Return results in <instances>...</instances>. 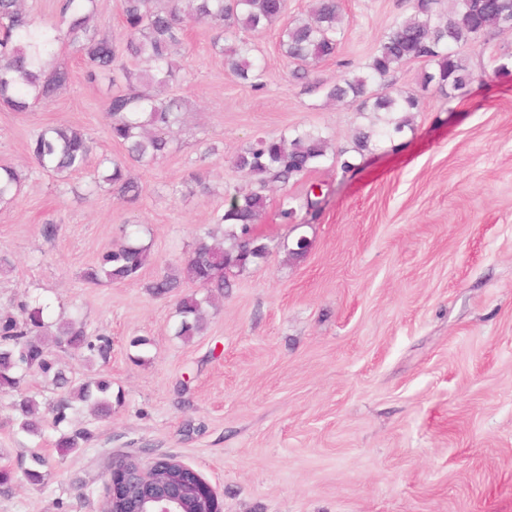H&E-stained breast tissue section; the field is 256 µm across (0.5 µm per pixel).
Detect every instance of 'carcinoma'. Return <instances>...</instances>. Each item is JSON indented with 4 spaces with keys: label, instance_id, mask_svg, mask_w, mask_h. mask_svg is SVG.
I'll return each instance as SVG.
<instances>
[{
    "label": "carcinoma",
    "instance_id": "carcinoma-1",
    "mask_svg": "<svg viewBox=\"0 0 512 512\" xmlns=\"http://www.w3.org/2000/svg\"><path fill=\"white\" fill-rule=\"evenodd\" d=\"M96 0H63L59 20L52 24L36 21L25 0H0V106L14 112H28L47 104L67 89L72 81L65 66L47 67L53 46L62 40L74 45L85 68V78L96 81L112 74V83L123 79L125 88L109 97L105 107L108 134L124 154L105 156L99 166L105 169L90 192H115L134 203L142 187L128 172L129 165L146 166L163 158L173 148V127L186 108L178 96H160L142 91L145 86L165 88L177 81L180 66L175 50L184 40L191 23H204L217 30L213 46L224 54L225 64L236 76L255 89L263 87L256 46L247 33L262 32L281 21L286 0H122L124 40L116 42L104 25L92 24L97 17ZM338 0H314L305 18H296L280 29V46L294 65L292 77L304 80L309 67L336 55L340 34ZM512 30V0H448L443 13L433 11L431 0H418L414 13L396 19L383 34L363 73H352L339 83L326 85V97L344 103H358L360 112L385 114L417 112L418 98L396 90L389 78L405 63L427 59L434 72L425 76L448 98L463 96L476 79L459 57L458 48L476 43L492 33ZM328 141L315 127L294 128L277 136L256 138L234 165L252 179V187L237 190L228 207L217 218L227 225L224 238L230 247L216 241L215 233L205 232L192 253L156 278L150 285L156 296L171 293L184 280L207 290L202 297L192 294L179 299L176 335L190 339L203 330V305L212 293L227 287L225 271L245 268L264 257L269 250L251 228L265 209L267 182L283 184L314 169L327 154ZM92 147L87 133L73 126L45 127L29 140L28 152L43 171L61 180L83 169L90 161ZM25 176L9 166L0 167V208L16 199ZM150 246L123 235V242L103 252L84 272L89 284L136 282L150 261ZM21 320L0 315V390L16 389L31 371H37L62 389L52 405V422L58 426L67 419L73 403L87 405L97 417L112 415V380L88 376L75 382L59 367L56 349L87 352L86 361L106 358L112 342L103 334L92 335L82 322L69 318L56 323L55 330L45 323L44 306L21 305ZM36 400L22 397L16 403L18 429L31 436L42 435L35 418ZM84 430L61 435L56 448L66 454L90 440ZM47 460L32 451L24 476L39 483Z\"/></svg>",
    "mask_w": 512,
    "mask_h": 512
}]
</instances>
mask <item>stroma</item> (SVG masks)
Returning a JSON list of instances; mask_svg holds the SVG:
<instances>
[{
    "mask_svg": "<svg viewBox=\"0 0 512 512\" xmlns=\"http://www.w3.org/2000/svg\"><path fill=\"white\" fill-rule=\"evenodd\" d=\"M416 2L341 0L340 50L312 78L331 84L363 70ZM279 32L253 37L265 63L256 91L225 67L208 25L189 27L171 91L190 109L173 151L133 168L143 187L134 204L88 190L97 159L123 149L107 132L109 78L87 82L69 43L54 51L72 73L54 102L0 107V165L27 175L0 210V310L38 301L46 322L76 318L107 334V359L88 367L73 351L59 357L73 376H107L124 396L110 417L79 404L56 428L49 379L31 373L20 391H0V463L16 475L0 512H104L113 462L145 469L168 456L217 491L223 512H512V74L488 65L512 53V32L461 48L477 76L462 98L422 86L425 60L399 68L396 87L420 109L386 136L376 114L294 80ZM56 125L82 128L94 146L93 162L63 183L28 153L33 132ZM309 126L327 137L328 155L300 179L269 183L254 226L269 254L227 271L200 335L176 336L177 302L196 285L157 297L147 284L215 229L234 189L248 188L238 153L255 137ZM368 129L369 147L357 151ZM194 173L210 194L197 191ZM313 186L321 204L309 211ZM287 196L292 224L279 217ZM125 224L151 247L140 281L85 283L83 270ZM302 236L310 247L293 256ZM22 393L40 406L42 436L14 424ZM77 429L91 441L60 454V433ZM35 448L50 461L39 484L24 476Z\"/></svg>",
    "mask_w": 512,
    "mask_h": 512,
    "instance_id": "stroma-1",
    "label": "stroma"
}]
</instances>
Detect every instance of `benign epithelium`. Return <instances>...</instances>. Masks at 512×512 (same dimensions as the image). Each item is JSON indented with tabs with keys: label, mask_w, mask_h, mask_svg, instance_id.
Returning <instances> with one entry per match:
<instances>
[{
	"label": "benign epithelium",
	"mask_w": 512,
	"mask_h": 512,
	"mask_svg": "<svg viewBox=\"0 0 512 512\" xmlns=\"http://www.w3.org/2000/svg\"><path fill=\"white\" fill-rule=\"evenodd\" d=\"M149 470L137 468L122 473L112 468V496H123L121 512H183V503L199 498L197 512H222L216 491L194 470L187 469L184 479L175 484L149 481Z\"/></svg>",
	"instance_id": "benign-epithelium-1"
}]
</instances>
